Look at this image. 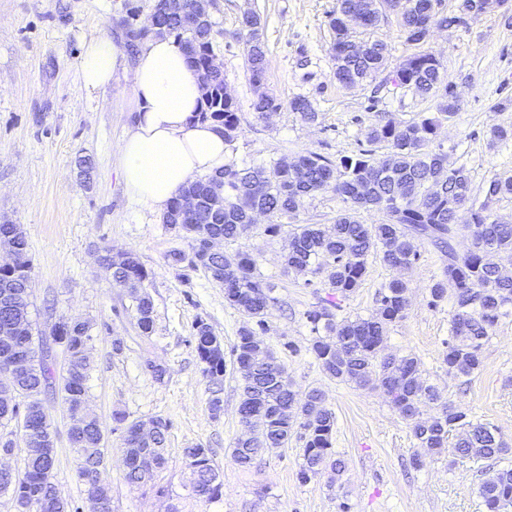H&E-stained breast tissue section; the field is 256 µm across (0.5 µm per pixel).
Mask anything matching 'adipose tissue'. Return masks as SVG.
Listing matches in <instances>:
<instances>
[{
	"label": "adipose tissue",
	"instance_id": "1",
	"mask_svg": "<svg viewBox=\"0 0 512 512\" xmlns=\"http://www.w3.org/2000/svg\"><path fill=\"white\" fill-rule=\"evenodd\" d=\"M122 44L111 36L90 40L80 60L85 90L100 95L123 73L130 84L136 118L115 147L126 192L132 202L163 213L179 189L224 164L227 143L220 128L200 120L203 90L189 59L170 36H152L126 66ZM100 107H108L102 99Z\"/></svg>",
	"mask_w": 512,
	"mask_h": 512
}]
</instances>
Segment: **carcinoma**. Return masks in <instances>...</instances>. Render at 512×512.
<instances>
[{"label": "carcinoma", "instance_id": "obj_1", "mask_svg": "<svg viewBox=\"0 0 512 512\" xmlns=\"http://www.w3.org/2000/svg\"><path fill=\"white\" fill-rule=\"evenodd\" d=\"M426 0H393L392 12L375 13L371 27L360 31L367 50H351V34L339 24L342 15L363 14L366 0H336L328 14V26L334 32L331 45L334 77L341 86L349 78L360 82L381 79L386 84L399 78L400 85L413 90L422 100L434 105V113H424L409 121H396L385 112L368 128L364 143L351 155L336 158L317 152H305L291 158L273 159L264 164L239 166L227 163L212 174L196 178L182 190L201 197L203 210L197 214L194 233L183 232L175 223L177 200H172L161 220L165 226L194 247L201 237H219L226 243L239 240L252 227L251 214L263 212L268 218L264 232L272 237L286 234L288 248L282 255L284 273L305 275L303 287L330 290V298L303 313L310 327V351L323 374L338 382L360 389L379 387L387 393L398 414L409 421L417 446L428 456H438L456 436L455 448L462 457L474 456L501 464L495 476L481 484L479 494L487 512H504L512 506V463L507 455L512 447L498 428L473 419L471 410L444 400L437 388L423 380L420 360L413 354L401 356L384 352L388 328L401 320L408 307L406 282L388 280L376 292L375 312L368 316L340 317L335 298H347L360 288L369 258L378 259L390 269L409 270L422 258L425 247L441 254V274L429 288L427 306L438 309L453 287L454 305L450 313L448 341L443 364L448 374L470 378L483 367V349L496 326L512 307V275L488 259L491 254L512 261V224L494 216L492 201L512 195V176H493L481 189L483 201L473 194L470 171L464 165L448 163V153L435 144L438 127L449 121L458 103L449 99L448 84L441 60L427 48L431 34L427 28L448 25V14L438 10L426 21ZM395 23L407 45L414 52L387 73L390 57L388 42L374 36L379 26ZM246 49V62L252 85L266 80L267 49L262 39L259 14L249 12L240 20ZM171 36L188 48L198 62L207 61L216 46L214 20L194 30L185 28L180 19L167 20ZM253 110L260 116L282 108L273 94L256 93ZM290 110L306 123L318 120L311 101L296 97ZM200 116L224 129V138L235 137L240 118L233 99L224 94V75L214 74L212 85L204 93ZM384 143L389 152L379 155L373 145ZM333 192L343 208L334 224H286L297 216L305 200L320 193ZM380 213L377 224H366L362 216ZM468 241L464 251L456 248V239ZM20 263L9 270L0 269V289L31 287L28 243L22 230L13 238ZM175 267L203 271L211 281L224 288V299L246 316L230 359H225L223 344L203 319L192 325L195 351L204 363V373L213 381L233 366L240 377L237 412L244 419L255 411L257 418L248 436L236 441L235 462L247 468L258 458L276 448H285L292 437L303 440V458L297 473L302 483L329 471L341 474L345 463L333 451L336 416L327 406L325 394L317 387L300 389L288 378L287 371L274 352L263 342L267 334V313L274 300V285L258 270L257 258L249 252H218L208 261L194 263L181 250L169 254ZM112 280L128 289L136 313V325L143 336L154 331V304L145 282L148 271L133 250L106 256ZM58 336L67 358V369L57 374L55 367L39 359L28 373L17 380V394L11 407L0 404V426L16 422L23 440L33 448H47L44 456L23 461L12 486L0 482V492H10L20 505V512H78L79 506L62 497L54 482L55 447L51 440L53 421L42 405V397L59 389L68 411L82 423L71 446L77 454L78 472L83 481L99 480L105 466L104 430L98 418L85 411V401L92 367L84 359L92 336L86 322L75 321L71 327L54 326L43 337ZM30 342L0 340V364L7 354L29 349ZM122 464L128 483L141 480L138 459L152 449L160 463H165L170 421L157 418V430L149 438L136 434V423H125ZM424 455V456H426ZM424 456L417 453L411 463L419 468ZM183 458L195 467L200 497L217 502L222 497L223 480L210 457V450L198 445L183 449Z\"/></svg>", "mask_w": 512, "mask_h": 512}]
</instances>
